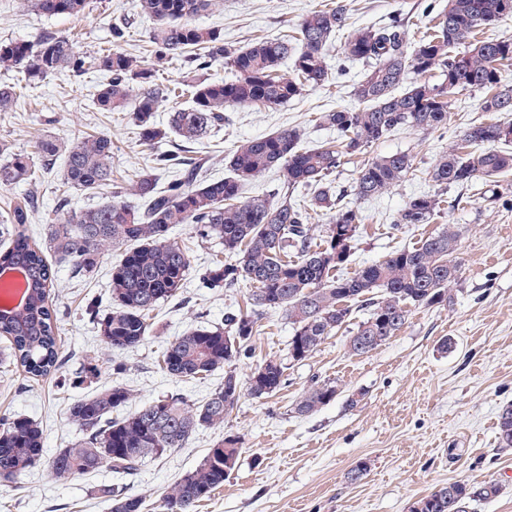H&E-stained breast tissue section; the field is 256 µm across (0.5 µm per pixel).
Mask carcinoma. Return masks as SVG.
<instances>
[{
    "instance_id": "1",
    "label": "carcinoma",
    "mask_w": 512,
    "mask_h": 512,
    "mask_svg": "<svg viewBox=\"0 0 512 512\" xmlns=\"http://www.w3.org/2000/svg\"><path fill=\"white\" fill-rule=\"evenodd\" d=\"M47 16L79 15L88 0H26ZM215 0H136L142 15L152 18L153 63L118 48L126 24L110 28V47L86 56L66 36L45 34L35 41L0 42V69H15L35 83L64 73L75 79L95 70L109 76L94 97L100 112H132L141 140L159 149L157 165L177 170V178L158 186L153 174H141L108 203L63 212L50 225L49 250L71 264L80 276L92 273L100 258L124 245L112 266V308L106 312L86 305L103 347L82 372L95 376L102 361L120 374L125 364L118 354L145 344L150 313L174 298L191 269L185 247L170 237L173 227L188 224L195 236L219 247L198 278L208 288L253 285L246 312L228 311L224 321L189 330L175 337L161 354L160 368L185 382L201 380L217 370L224 383L196 401L182 393L166 395L118 415L132 399V390L112 384L75 402L69 417L77 426L76 440L46 455L42 427L24 416L0 418V477L18 480L43 462L55 479L67 482L79 475L108 468L132 474L150 459L181 448L199 430L220 427L242 395L271 396L286 381L288 366L304 362L326 338L340 330L354 312L366 305L367 317L355 336H377L379 347L408 322L411 308L448 306L460 281L461 230L450 224L421 245L396 250L361 267L352 276H336L351 255L361 224L351 207L334 209L330 178L346 156L366 154L392 131L411 127L435 131L448 122L451 97L486 92L484 112H512V86L502 83L501 66L512 63V39H481L480 30L512 17V0H447L436 12L437 22L417 40L404 25L365 26L349 30L340 44L344 58L363 65L352 88L355 107L320 113L318 124L336 130V138L315 147L303 146L305 130L291 127L235 146L227 173L219 180H201V167L182 155L181 144L212 137L230 121L227 112L242 108L272 109L301 97L309 88L332 79L329 50L350 26L340 0L313 10L293 34L254 39L244 46L224 42L220 32L193 22ZM174 60L188 66L187 76L172 85L154 80L155 68ZM224 64L229 76L209 80L202 72ZM174 101L170 121L159 126L154 113ZM178 141L174 148L160 147ZM512 120L478 124L467 129L462 144L440 153L429 169L437 186L433 194L416 195L405 203L399 224H428L440 211L444 192L481 178L488 181L512 174ZM65 154V185L92 190L112 181V137L85 136L70 145L53 140L40 144L41 161L50 165ZM413 157L405 152L363 160L355 182L360 197L380 196L413 172ZM280 173L284 193L272 203L265 195L241 200L243 186L265 172ZM33 180L32 160L0 143V188ZM298 189L312 194L313 205L329 211L320 234L310 216L288 196ZM140 199L144 207L125 196ZM30 202L9 209L0 225L7 247L0 264L20 267L25 274V302L8 315L0 314V338L9 343V358L32 378L57 375L58 316L51 307L55 271L46 250L26 233ZM285 312L292 325L286 353L269 358L241 380L233 364L252 351L251 340L268 310ZM337 386L316 384L296 404L295 412L311 414L335 400ZM498 440L512 448V406L499 416ZM242 448L226 436L209 449L159 500V512H193L197 503L224 485L237 466ZM496 483L472 486L455 481L424 496L432 507L421 512H468L474 502L501 494ZM99 494L109 512H143L144 500L119 486L103 485ZM422 499V500H424ZM415 501V504L422 503Z\"/></svg>"
}]
</instances>
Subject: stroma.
Masks as SVG:
<instances>
[{
  "mask_svg": "<svg viewBox=\"0 0 512 512\" xmlns=\"http://www.w3.org/2000/svg\"><path fill=\"white\" fill-rule=\"evenodd\" d=\"M323 2L216 0L212 10L195 22L241 46L260 36L290 33ZM348 2L357 26L396 20L418 36L432 24L430 0ZM123 17L129 25L122 49L135 55L147 52L154 22L138 14L135 0H90L89 9L77 17L44 16L31 11L24 0H0V41L53 33L74 39L78 50L91 54L107 46L110 25ZM330 56L332 66L341 72L326 86L275 109L233 111L229 126L217 137L190 145L189 155L201 162L206 178H223L230 153L244 139L292 126L305 130L309 147L331 138V131L316 124L315 116L353 106L352 85L362 66L343 60L336 46ZM101 80L96 72L78 84L57 75L30 87L22 73L0 71V83L15 86L18 95L11 111L0 112V142L34 158L45 138L70 144L82 134L103 132L116 149L114 184L93 191L66 190L64 165L59 162L37 169L31 186L0 189V216L25 194H34L27 229L37 240L45 239L60 196L68 197L74 211L106 203L115 186L154 164L155 151L140 140L130 113L94 107ZM481 98L478 92L458 96L448 112L447 128L422 132L404 127L370 148L373 156L401 151L414 158L413 174L388 193L372 198L355 194L361 163L357 156L345 158L333 180L341 192L338 205L357 209L363 217L352 256L339 276H351L359 267L416 246L454 224L462 227L463 235L457 254L461 281L452 305L413 308L396 336L364 355L347 349L352 330L366 316L364 310H355L347 327L288 370L286 384L275 395L242 397L223 426L198 431L185 447L146 462L131 476L104 468L62 483L44 465H36L21 481L0 479V512H106L99 489L109 484L142 497L144 512H157L167 488L230 434L242 444L239 462L195 512H409L416 499L454 481L498 482L502 495L475 504L474 512H512V448L500 447L497 438L498 415L512 404V175L496 186L480 179L449 187L448 198L460 199L461 204L442 209L431 223L397 222L410 197L434 192L427 172L442 151L459 143L470 126L507 120V113L481 111ZM172 236L188 248L193 272L179 297L154 311L146 344L122 354L126 370L118 376L106 368L84 380L79 373L87 355L101 347L84 309L91 301L100 309L110 308V270L122 247L101 258L87 277L73 276L68 263L55 261L52 299L65 364L60 374L36 380L12 364L0 363V417L23 415L41 423L45 448L52 453L77 435L68 417L71 403L111 382L132 389V410L171 393L199 401L223 383L220 371L200 381H178L162 372L158 356L175 336L220 322L225 311L245 308L250 285L243 281L232 288L201 287L195 271L211 259L213 245L198 242L186 224L175 227ZM290 335L285 313L267 311L252 340L251 358L237 364L239 375L285 354ZM324 380L337 386L336 399L313 414L295 413L296 402ZM351 397L357 398L356 407L347 406ZM359 461L366 462L367 472L358 483H349L346 473Z\"/></svg>",
  "mask_w": 512,
  "mask_h": 512,
  "instance_id": "35a3bbf8",
  "label": "stroma"
}]
</instances>
